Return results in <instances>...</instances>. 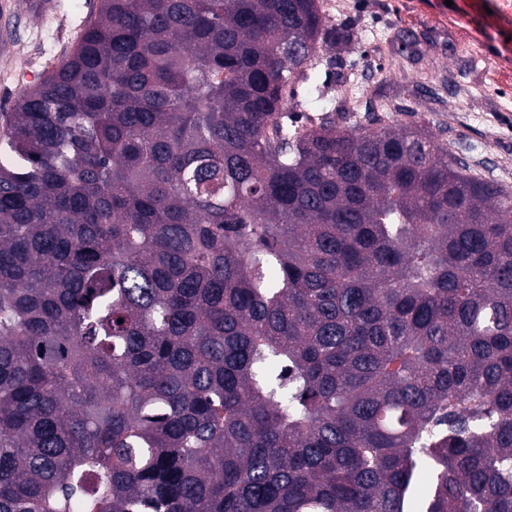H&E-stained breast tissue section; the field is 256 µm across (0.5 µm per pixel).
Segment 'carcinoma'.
Here are the masks:
<instances>
[{
    "mask_svg": "<svg viewBox=\"0 0 512 512\" xmlns=\"http://www.w3.org/2000/svg\"><path fill=\"white\" fill-rule=\"evenodd\" d=\"M355 37L100 0L0 116V512H512V192L347 123Z\"/></svg>",
    "mask_w": 512,
    "mask_h": 512,
    "instance_id": "obj_1",
    "label": "carcinoma"
}]
</instances>
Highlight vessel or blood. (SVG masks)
I'll list each match as a JSON object with an SVG mask.
<instances>
[{"mask_svg":"<svg viewBox=\"0 0 512 512\" xmlns=\"http://www.w3.org/2000/svg\"><path fill=\"white\" fill-rule=\"evenodd\" d=\"M407 7L416 15L431 18L436 26L458 30L463 48L474 52L476 57L492 59L494 66L485 70L486 78L497 84L512 82V59L500 55L479 29L464 23L454 7L435 5L433 0H409Z\"/></svg>","mask_w":512,"mask_h":512,"instance_id":"1","label":"vessel or blood"}]
</instances>
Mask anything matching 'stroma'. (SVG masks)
<instances>
[{
    "label": "stroma",
    "instance_id": "obj_1",
    "mask_svg": "<svg viewBox=\"0 0 512 512\" xmlns=\"http://www.w3.org/2000/svg\"><path fill=\"white\" fill-rule=\"evenodd\" d=\"M354 26L369 23L371 31L343 50L345 72L362 74L364 91L384 97L391 105L389 124L420 121L439 142L480 177L512 191V97L486 81L482 62L456 55L448 33L399 15L393 0H355ZM466 21L474 23L498 49L512 55V41L502 31L512 29V16L494 12L495 0H455ZM99 0H54L45 16L17 20L8 38H0V113L10 111L29 85L69 55ZM435 57L472 86L468 110H459L451 92L411 91L409 76L418 74Z\"/></svg>",
    "mask_w": 512,
    "mask_h": 512
}]
</instances>
